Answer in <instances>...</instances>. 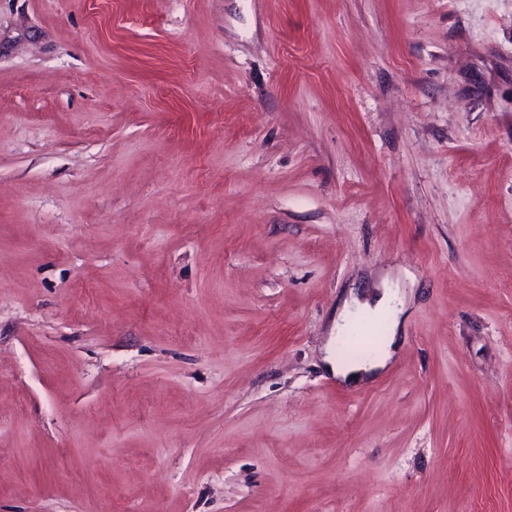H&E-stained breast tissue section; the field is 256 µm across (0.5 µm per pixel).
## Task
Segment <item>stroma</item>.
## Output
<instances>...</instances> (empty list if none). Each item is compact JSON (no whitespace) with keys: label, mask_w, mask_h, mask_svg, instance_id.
Instances as JSON below:
<instances>
[{"label":"stroma","mask_w":512,"mask_h":512,"mask_svg":"<svg viewBox=\"0 0 512 512\" xmlns=\"http://www.w3.org/2000/svg\"><path fill=\"white\" fill-rule=\"evenodd\" d=\"M0 512H512V0H0ZM403 312L402 307L396 311L392 325V334L386 340L384 347L372 360L362 364H344L336 360L334 364L333 361L328 358L329 370L336 375V377L347 383L358 384L373 376L378 370L383 369L395 353L396 334L401 324L400 315Z\"/></svg>","instance_id":"35a3bbf8"}]
</instances>
